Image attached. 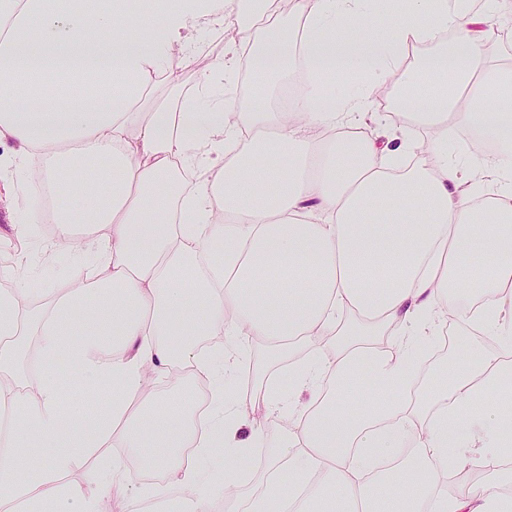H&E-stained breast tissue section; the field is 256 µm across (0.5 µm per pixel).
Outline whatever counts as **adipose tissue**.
Masks as SVG:
<instances>
[{"instance_id": "ef3b65f1", "label": "adipose tissue", "mask_w": 512, "mask_h": 512, "mask_svg": "<svg viewBox=\"0 0 512 512\" xmlns=\"http://www.w3.org/2000/svg\"><path fill=\"white\" fill-rule=\"evenodd\" d=\"M129 18L127 30L113 28ZM298 38L278 24L238 25L236 59L216 60L192 97L150 100L153 73L169 44L198 22L224 24L223 0H0V179L20 176L25 159L46 163L45 187L84 177L52 215L18 212L19 236L51 223L56 243L91 224L75 268L59 272L42 304L24 298L27 274L0 258V512H96L89 488L65 483L85 454L80 433L97 409L64 415V372L97 386L122 378L100 448H129L141 467H163L155 489L176 512H208L211 477L186 464L182 450L212 456L253 447L248 413L294 424L264 462L288 468L289 487L273 494L284 512H512L497 482L444 494L452 469L467 468L505 442L501 407L512 384L491 366L497 355L461 342L462 357L443 366L416 405L400 398L415 385L413 354L429 328L447 317L448 279L477 287L488 306L477 323L512 335V67L489 49L493 20L512 17V0H486L482 12L449 0H407L404 11L377 0H293ZM164 31L155 34L153 24ZM359 27V40L345 31ZM451 36L448 50L405 69L412 86L401 104L419 137L368 134L373 96L385 74L404 69L412 47ZM316 73L286 121L274 104L290 62ZM252 71L258 91L247 106L223 97L224 83ZM472 136L470 164L448 155V130ZM356 165H342L344 156ZM196 173L190 194L160 195L176 171ZM387 209H377L380 200ZM217 245L221 257L198 270L196 255ZM101 322L77 327L76 310ZM361 328L340 339L345 315ZM37 334V393L27 396L23 329ZM199 336L225 340V363L201 359ZM276 352L311 356L295 377L307 403L288 402L257 372L251 402L225 395L222 381L251 340ZM214 376V406L182 429L192 394L143 403L145 366L171 374L179 365ZM378 381L367 393L363 367ZM149 433L138 432L142 417ZM400 459L379 473L375 458ZM320 476L311 487L300 478Z\"/></svg>"}]
</instances>
